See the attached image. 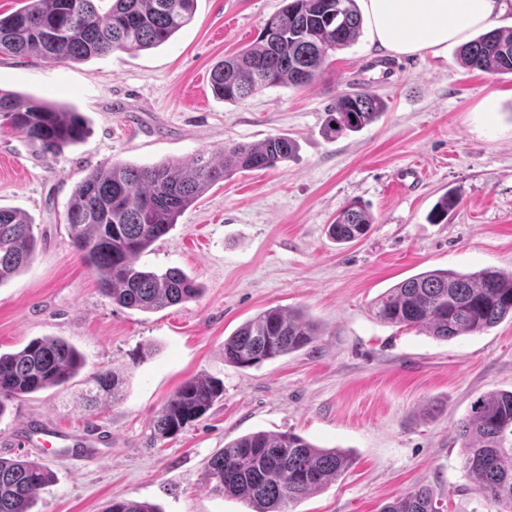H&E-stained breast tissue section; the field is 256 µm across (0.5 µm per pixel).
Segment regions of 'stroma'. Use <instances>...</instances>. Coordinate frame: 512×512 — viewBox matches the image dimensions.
<instances>
[{"label": "stroma", "mask_w": 512, "mask_h": 512, "mask_svg": "<svg viewBox=\"0 0 512 512\" xmlns=\"http://www.w3.org/2000/svg\"><path fill=\"white\" fill-rule=\"evenodd\" d=\"M283 5L197 0L163 45L84 63L0 55L1 89L80 112L88 127L53 158L0 127V207L26 214L38 240L29 267L0 285V352L59 336L86 359L65 389L0 413V457L54 473L32 512H105L115 497L159 512H250L212 493L204 471L224 445L260 431L293 432L353 459L289 512H380L423 485L441 512H498L466 471L456 428L477 397L512 390V320L444 341L381 323L372 306L421 272L512 270V75L464 68L453 45L379 70L381 54L363 36L312 85L238 103L216 97L214 65L254 45ZM356 89L382 97L386 112L330 135L332 103ZM277 134L296 142L291 159L216 184L137 261L183 270L201 290L196 299L142 312L100 294L65 221L88 172L214 156ZM447 192L458 206L430 223ZM353 202L375 222L361 240L336 243L327 228ZM272 307L307 313L313 341L251 368L225 362V338ZM103 368L123 376L122 395L85 405V381ZM191 378L221 380L223 396L176 436L154 440V417ZM46 426L109 441L94 454L47 448L32 435Z\"/></svg>", "instance_id": "35a3bbf8"}]
</instances>
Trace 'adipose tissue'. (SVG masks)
<instances>
[{
	"label": "adipose tissue",
	"instance_id": "adipose-tissue-1",
	"mask_svg": "<svg viewBox=\"0 0 512 512\" xmlns=\"http://www.w3.org/2000/svg\"><path fill=\"white\" fill-rule=\"evenodd\" d=\"M372 43L395 55L435 54L488 27L503 0H359Z\"/></svg>",
	"mask_w": 512,
	"mask_h": 512
}]
</instances>
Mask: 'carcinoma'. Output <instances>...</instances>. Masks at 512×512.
<instances>
[{"instance_id":"cac0c4a2","label":"carcinoma","mask_w":512,"mask_h":512,"mask_svg":"<svg viewBox=\"0 0 512 512\" xmlns=\"http://www.w3.org/2000/svg\"><path fill=\"white\" fill-rule=\"evenodd\" d=\"M26 0L0 15V55L44 61H87L119 51L147 50L167 42L187 25L197 0ZM363 27L356 0H285L264 23L256 44L211 72L214 94L242 101L270 87L307 86L326 73L337 50L358 40ZM462 65L490 74H512V29H493L459 47ZM369 91L343 93L331 107L329 134L354 132L384 112ZM24 135L42 153L55 156L82 141V116L33 96L0 90V125ZM296 143L271 135L257 143L227 145L218 157L198 155L177 162L135 166L113 163L90 171L74 188L66 210L74 248L99 277L102 296L120 306L154 312L194 299L197 288L181 269L159 274L137 265L139 256L165 236L211 186L238 170H264L288 160ZM458 205L444 194L429 220L440 223ZM374 218L352 204L329 227L338 243L363 238ZM37 249L33 224L17 210L0 207V285L26 268ZM382 323L418 328L439 340L480 334L512 316V271L484 269L464 274L431 270L388 289L374 306ZM316 325L296 309L269 308L224 340V361L249 368L311 343ZM83 354L57 337L35 338L16 352H0V413L7 402L68 383L85 366ZM85 399H117L123 379L100 370L90 377ZM224 393L215 379L186 380L158 411L155 437L181 432L204 416ZM465 469L483 496L512 510V391L478 397L457 425ZM334 448H319L292 432L241 436L211 457L205 481L222 496L246 502L251 512H288V505L321 490L352 465ZM45 464L0 459V512H31L36 494L52 480ZM430 486L403 494L381 512H439ZM106 512H158L151 504L114 498Z\"/></svg>"}]
</instances>
